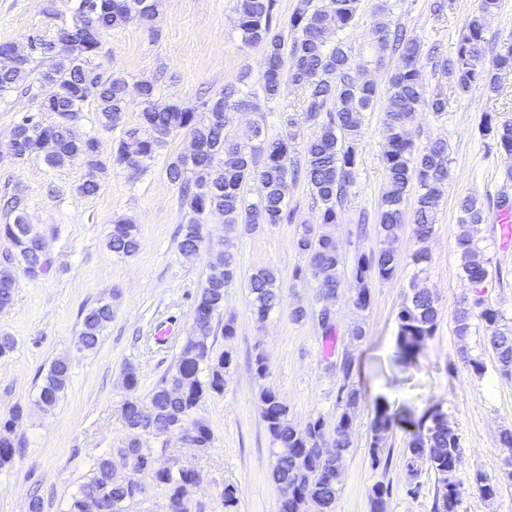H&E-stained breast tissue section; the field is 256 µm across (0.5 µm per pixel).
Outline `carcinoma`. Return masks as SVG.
Here are the masks:
<instances>
[{
	"mask_svg": "<svg viewBox=\"0 0 512 512\" xmlns=\"http://www.w3.org/2000/svg\"><path fill=\"white\" fill-rule=\"evenodd\" d=\"M161 5L162 0H66L69 18L56 25V29L69 32L89 14L103 37L125 23L131 13L155 14ZM361 6L362 0H298L292 12L282 16L278 0H236L242 44L259 48L264 55L261 82L264 102H277L285 83L303 92L302 113L305 121L316 125L317 131L302 143L298 142V122L292 117L276 139H266L262 127L257 125L254 137L258 144L242 146L229 140L225 130L231 114L260 109L250 97H240L233 89L196 106H185L161 100L155 82L140 83L139 123L126 129L115 142L112 162L143 174L170 138L182 133L192 135L197 153L180 154L166 168L169 182L178 188L181 205L190 215L188 222L180 225L181 254L191 257L198 253L203 242L201 216L209 213L224 216L228 233H235L241 227L249 231L259 224L292 221L293 212L288 210L284 190L288 182L302 179L318 207L319 223L302 225L296 247L305 256L306 264L294 269L293 279L311 278L319 292L330 298L336 296L344 258L327 227L339 223L343 204L356 183L355 145L361 133V116L374 108L379 92L374 84L357 79L359 65L351 48L340 38L331 40V36L353 26ZM500 9L501 0H479L477 11L464 25L455 57L440 63L442 71L452 78L462 95L477 83L496 92L500 74L512 72V42L501 46L491 64H486L485 59V19ZM367 36L379 52L378 61H383L388 52L398 55L399 62L388 77L381 130L387 184L377 209L379 247L369 254L355 256L352 268L359 288L351 302L360 311L370 307L372 282L388 281L398 269L410 187L415 185L419 190L412 215L413 233L417 239L424 240L434 231L449 165L446 142L436 140L418 148L405 130L418 108L436 114L446 108L444 97L426 94L421 45L392 24L382 4L374 8ZM100 47L99 43L91 49L80 47L70 55L54 58L36 51L14 68L0 69V96L32 92L40 113H80L93 105L101 126L112 130L122 123L127 112L128 82L120 73H103L93 62ZM35 61L41 62L42 69L32 68ZM209 112L224 113V124L210 122ZM478 131L500 152L512 156L511 122L499 123L487 114ZM43 138H51L58 145L57 153L44 159L48 166L56 168L91 160L100 174H107L109 162L94 155L98 140L89 137L75 143L69 129L55 120L44 123L37 133H27L16 141L17 161L38 153ZM251 180H258L263 186V194L255 203L247 202L243 194L244 185ZM0 208L13 217L0 224V236L13 246V255L0 259V308H6L13 299L17 273L36 278L47 271L51 260L44 236L28 223L24 201L5 195L0 199ZM483 220L482 203L474 196L466 197L460 205L459 225H475ZM456 246L460 279L471 288L472 295L455 313L454 333L463 338L471 332L473 319L480 320L495 368L511 378L512 326L503 312L485 297L491 277L490 261L466 232L458 236ZM107 247L121 257L135 254L139 247L138 226L124 220L114 222ZM238 274L237 258L229 250L219 251L209 261L204 285L193 303L192 334L148 400L133 395L121 407L122 418L133 437L126 447L118 449V454L130 469L151 475L154 484L165 491L168 512H191L185 506L184 495L199 472L191 466L174 467L164 450L153 456L142 451L139 436L148 428L170 429L183 421H194L196 431L188 447L199 452L210 448L213 433L195 413L205 398L224 392V374L232 364V356L226 351H214V320L224 308L225 288L235 282ZM247 288L253 313L261 321L280 301L276 272L271 268L255 270L248 278ZM307 316L317 321L324 334L335 330L334 308L324 304L310 313L301 308L292 311L296 321ZM397 320L399 349L403 356L411 358L437 330L435 297L424 288L412 289L398 311ZM111 321L110 303L100 302L84 309L79 345L86 350L96 348ZM355 367L354 359L349 356L336 363L343 377L336 392V405L342 412L336 419L335 435L331 439L327 438L322 417L297 424L289 418L287 405L274 390L261 389V415L276 457L272 477L276 483L294 488L292 495L280 501L279 512H334L342 476L341 460L350 447L351 410L362 398L361 392L350 384ZM69 378L68 362L63 358L54 360L42 379L38 406L43 410L54 407ZM25 415L24 407L17 405L0 418V469L14 462V432ZM390 426L391 416L381 405L371 429V461L375 468L388 465L383 438ZM459 454V435L448 422L419 425L405 456V469L410 478L408 493L419 494L418 478L426 464L436 478L433 512H457L462 486L456 476ZM472 484L487 499L499 493V485L481 473L474 474ZM145 493L146 490L134 487L113 470L109 452L96 457L92 475L71 495L64 512H126ZM390 494L389 485L382 482L373 485L370 512H386Z\"/></svg>",
	"mask_w": 512,
	"mask_h": 512,
	"instance_id": "cac0c4a2",
	"label": "carcinoma"
}]
</instances>
